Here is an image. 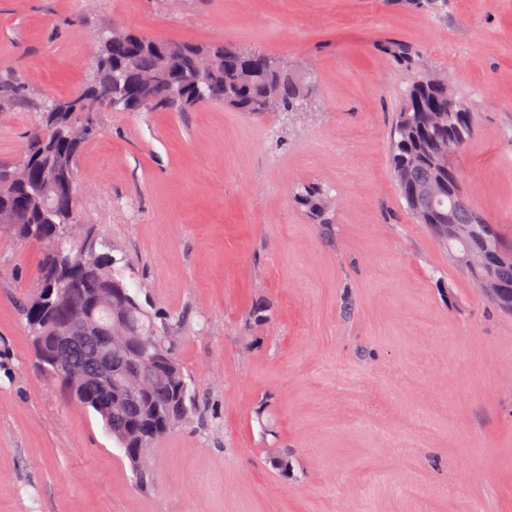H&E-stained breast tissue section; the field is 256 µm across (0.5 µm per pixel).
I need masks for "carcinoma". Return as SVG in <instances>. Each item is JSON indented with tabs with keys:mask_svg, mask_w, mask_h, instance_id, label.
<instances>
[{
	"mask_svg": "<svg viewBox=\"0 0 512 512\" xmlns=\"http://www.w3.org/2000/svg\"><path fill=\"white\" fill-rule=\"evenodd\" d=\"M123 38L112 33L98 34V48L89 81L75 98L91 101L113 96L118 90L141 100V112L171 110L192 112L203 102L213 101L252 116H262L272 108L268 102L279 98L287 112H300L309 87L288 71H268L262 62L267 54L259 50L243 52L228 44L202 46L170 43L165 51L156 45L161 39L131 29H121ZM27 88L19 76L0 74V111L27 100ZM62 101L44 98L40 118L29 128L20 156L0 162V235L32 240L42 245L35 289L17 299V308L32 337L38 364L58 377L57 369L44 365L40 339L49 335L65 302L83 304L98 295L101 305L97 320L108 323L112 308L126 307L134 316L138 335L152 336L158 343L173 346L166 323L159 321L128 288L98 228L81 224L77 211H69L65 186L47 184L45 194L31 197L25 183L16 180V166L26 165L30 178L47 176L46 166L59 164L77 170L83 145L99 133L98 113L58 112ZM462 132L464 142L476 133L467 104L453 95L445 77L429 74L413 81L400 105L394 125L392 170L399 192L411 215L430 227L448 246L451 260L473 280L491 275L512 290V254L492 257V245L501 235L492 222L467 201L462 187V171L450 169L443 160L448 150V132ZM300 201L317 224L333 223V214L324 190L316 185L300 189ZM470 229L462 238L441 231L444 219ZM467 256L473 264L459 261ZM96 358L107 359L113 367L135 377L132 386L146 392L140 401L143 411L175 398L177 386L186 381L182 369L171 376L155 368L149 377L138 376L144 365L135 352L109 336H89L78 346L61 351L60 359L84 398L82 403L101 418L112 439L133 441L120 422L110 419L109 390L93 367Z\"/></svg>",
	"mask_w": 512,
	"mask_h": 512,
	"instance_id": "carcinoma-1",
	"label": "carcinoma"
}]
</instances>
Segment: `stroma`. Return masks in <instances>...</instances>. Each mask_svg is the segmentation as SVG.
Returning <instances> with one entry per match:
<instances>
[{
  "label": "stroma",
  "instance_id": "1",
  "mask_svg": "<svg viewBox=\"0 0 512 512\" xmlns=\"http://www.w3.org/2000/svg\"><path fill=\"white\" fill-rule=\"evenodd\" d=\"M113 24L261 49L315 92L260 117L107 110L80 152L81 219L167 318L196 394L149 448V487L36 369L16 301L42 247L0 238V512H512V312L391 169L408 83L446 75L477 128L465 195L512 246V0H0V72L30 95L0 112V162L42 97L82 88ZM300 183L330 188V233Z\"/></svg>",
  "mask_w": 512,
  "mask_h": 512
}]
</instances>
